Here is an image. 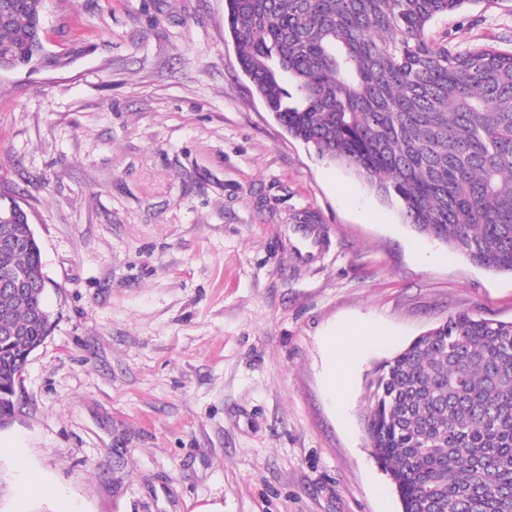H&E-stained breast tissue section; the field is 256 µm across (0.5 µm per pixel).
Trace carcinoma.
Here are the masks:
<instances>
[{
    "mask_svg": "<svg viewBox=\"0 0 512 512\" xmlns=\"http://www.w3.org/2000/svg\"><path fill=\"white\" fill-rule=\"evenodd\" d=\"M41 0H0V58L42 59ZM475 0H225L240 68L288 134L352 168L404 223L512 273V50L428 36ZM0 203V236L26 234ZM41 251L0 250V272ZM44 291L0 283V421L48 336ZM364 430L401 512H512V322L448 317L378 364Z\"/></svg>",
    "mask_w": 512,
    "mask_h": 512,
    "instance_id": "carcinoma-1",
    "label": "carcinoma"
}]
</instances>
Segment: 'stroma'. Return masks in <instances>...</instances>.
Listing matches in <instances>:
<instances>
[{
	"label": "stroma",
	"mask_w": 512,
	"mask_h": 512,
	"mask_svg": "<svg viewBox=\"0 0 512 512\" xmlns=\"http://www.w3.org/2000/svg\"><path fill=\"white\" fill-rule=\"evenodd\" d=\"M42 7L63 65L0 72V201L28 213L53 317L0 429V512H400L366 380L456 313L512 322V275L289 136L224 0ZM429 34L511 49L512 0ZM303 224L319 245L299 260ZM352 324L380 339L338 393L327 339Z\"/></svg>",
	"instance_id": "stroma-1"
}]
</instances>
